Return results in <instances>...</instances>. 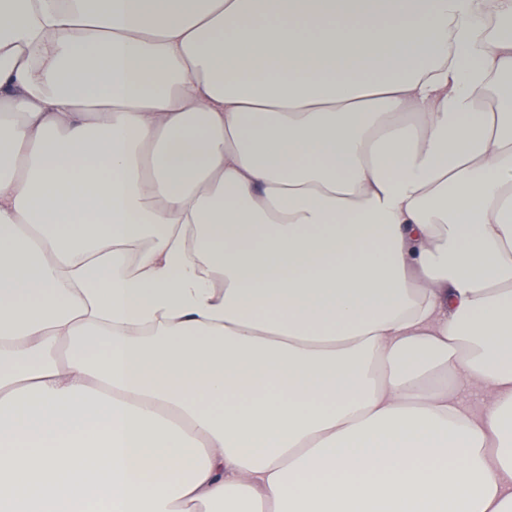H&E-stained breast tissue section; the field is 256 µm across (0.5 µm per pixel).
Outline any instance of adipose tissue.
<instances>
[{
	"label": "adipose tissue",
	"mask_w": 512,
	"mask_h": 512,
	"mask_svg": "<svg viewBox=\"0 0 512 512\" xmlns=\"http://www.w3.org/2000/svg\"><path fill=\"white\" fill-rule=\"evenodd\" d=\"M512 0H0V512H512Z\"/></svg>",
	"instance_id": "obj_1"
}]
</instances>
